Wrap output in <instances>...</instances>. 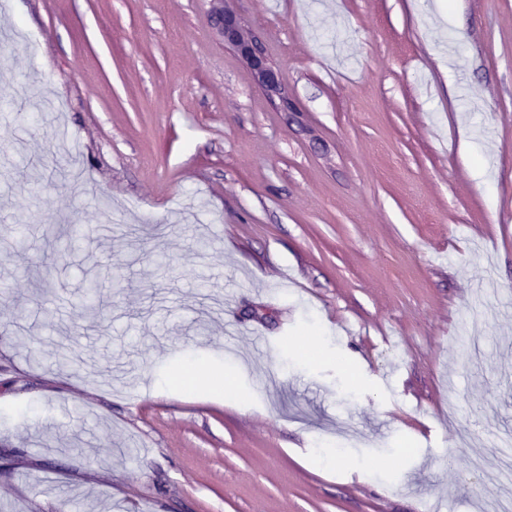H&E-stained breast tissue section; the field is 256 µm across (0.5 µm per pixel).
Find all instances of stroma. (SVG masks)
<instances>
[{
    "mask_svg": "<svg viewBox=\"0 0 512 512\" xmlns=\"http://www.w3.org/2000/svg\"><path fill=\"white\" fill-rule=\"evenodd\" d=\"M207 8L0 0V512H490L512 0H236L293 112ZM85 234L86 229L82 224H73L63 239L51 243L49 252L47 251L44 257L53 259L57 256H63L68 251L73 250Z\"/></svg>",
    "mask_w": 512,
    "mask_h": 512,
    "instance_id": "1",
    "label": "stroma"
}]
</instances>
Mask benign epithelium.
<instances>
[{"label":"benign epithelium","instance_id":"benign-epithelium-1","mask_svg":"<svg viewBox=\"0 0 512 512\" xmlns=\"http://www.w3.org/2000/svg\"><path fill=\"white\" fill-rule=\"evenodd\" d=\"M208 16L214 34L232 48L252 71L258 87L280 112L296 111L279 69L260 46L236 9L235 0H207Z\"/></svg>","mask_w":512,"mask_h":512}]
</instances>
